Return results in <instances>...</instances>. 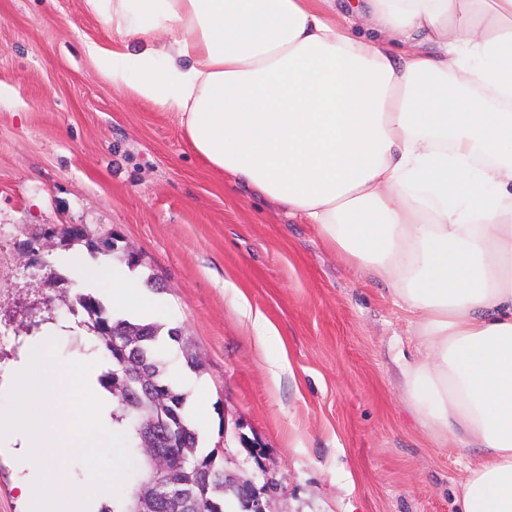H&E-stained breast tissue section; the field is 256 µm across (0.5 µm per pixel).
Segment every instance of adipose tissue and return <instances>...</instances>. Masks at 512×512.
I'll use <instances>...</instances> for the list:
<instances>
[{"instance_id":"obj_1","label":"adipose tissue","mask_w":512,"mask_h":512,"mask_svg":"<svg viewBox=\"0 0 512 512\" xmlns=\"http://www.w3.org/2000/svg\"><path fill=\"white\" fill-rule=\"evenodd\" d=\"M83 7L110 33L87 52L113 86L389 285L419 340L409 403L481 451L456 512H512V0ZM66 262L119 313L164 315L134 275Z\"/></svg>"}]
</instances>
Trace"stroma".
<instances>
[{"mask_svg":"<svg viewBox=\"0 0 512 512\" xmlns=\"http://www.w3.org/2000/svg\"><path fill=\"white\" fill-rule=\"evenodd\" d=\"M90 42L109 33L82 0H0V373L34 319L67 326L60 361L91 357L55 231L116 233L202 355L182 380L206 390L207 448L267 512H453L480 451L418 421L403 377L416 340L388 284L210 169L175 115L112 86ZM241 296L277 342L259 341Z\"/></svg>","mask_w":512,"mask_h":512,"instance_id":"1","label":"stroma"}]
</instances>
